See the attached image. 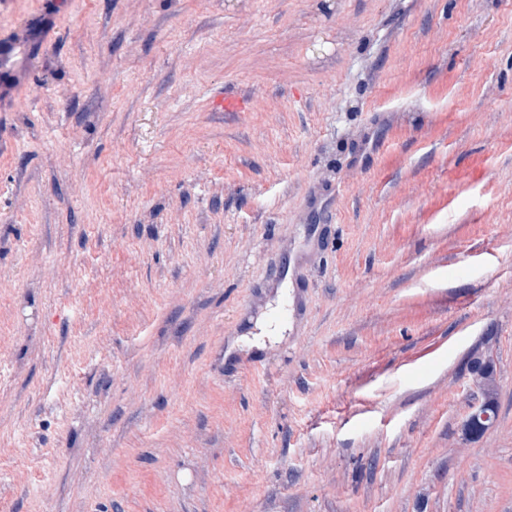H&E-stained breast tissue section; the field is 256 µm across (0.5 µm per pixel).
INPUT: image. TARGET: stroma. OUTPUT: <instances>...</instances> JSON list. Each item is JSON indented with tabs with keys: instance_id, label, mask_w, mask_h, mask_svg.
Returning <instances> with one entry per match:
<instances>
[{
	"instance_id": "stroma-1",
	"label": "stroma",
	"mask_w": 512,
	"mask_h": 512,
	"mask_svg": "<svg viewBox=\"0 0 512 512\" xmlns=\"http://www.w3.org/2000/svg\"><path fill=\"white\" fill-rule=\"evenodd\" d=\"M1 39L0 512H512V0H0ZM269 326H271V324L268 319H259L256 323V327L259 329L260 334L254 335L253 340H250L247 336H242L239 344L245 349H251L253 347H262L264 345L262 342L263 338H267L269 340L277 339L283 331V326L279 324L274 329L268 328ZM471 385L479 395V405L473 408L466 420V431L477 438L493 424L500 384L493 359L492 347L486 346L472 352L466 361Z\"/></svg>"
}]
</instances>
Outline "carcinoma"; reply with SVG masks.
<instances>
[{"instance_id": "1", "label": "carcinoma", "mask_w": 512, "mask_h": 512, "mask_svg": "<svg viewBox=\"0 0 512 512\" xmlns=\"http://www.w3.org/2000/svg\"><path fill=\"white\" fill-rule=\"evenodd\" d=\"M466 369L471 385L479 395V405L466 420V431L477 438L493 424L500 384L493 359L492 347L486 346L471 353L466 361Z\"/></svg>"}]
</instances>
